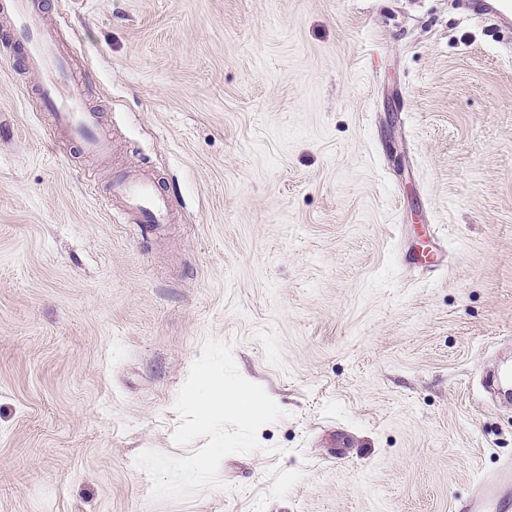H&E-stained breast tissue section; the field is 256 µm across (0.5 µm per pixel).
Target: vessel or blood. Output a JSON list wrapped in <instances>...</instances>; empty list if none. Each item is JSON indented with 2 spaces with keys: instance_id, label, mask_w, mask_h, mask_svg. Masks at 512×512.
Returning a JSON list of instances; mask_svg holds the SVG:
<instances>
[{
  "instance_id": "b4317fda",
  "label": "vessel or blood",
  "mask_w": 512,
  "mask_h": 512,
  "mask_svg": "<svg viewBox=\"0 0 512 512\" xmlns=\"http://www.w3.org/2000/svg\"><path fill=\"white\" fill-rule=\"evenodd\" d=\"M474 15L494 19L501 27H512V0H468ZM40 0H13L14 20L10 40L20 47L29 70L47 73L40 90L44 102L54 115L56 127L69 137L83 153L106 156L111 136L97 113L80 100L61 103L59 90L73 78L70 65L55 47L51 36L38 24ZM109 194L122 203L141 229L173 221L170 201L158 185L146 177L120 176L113 179ZM457 512H512V464L503 465L496 473L478 481L471 495L461 501Z\"/></svg>"
}]
</instances>
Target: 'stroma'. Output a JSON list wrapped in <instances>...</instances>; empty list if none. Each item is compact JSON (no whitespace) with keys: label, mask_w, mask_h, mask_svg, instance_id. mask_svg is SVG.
<instances>
[{"label":"stroma","mask_w":512,"mask_h":512,"mask_svg":"<svg viewBox=\"0 0 512 512\" xmlns=\"http://www.w3.org/2000/svg\"><path fill=\"white\" fill-rule=\"evenodd\" d=\"M85 157L0 12V512H454L512 461V34L457 0H46ZM154 179L151 233L106 190ZM432 245L433 267L405 262ZM284 417L151 498L206 337Z\"/></svg>","instance_id":"35a3bbf8"}]
</instances>
